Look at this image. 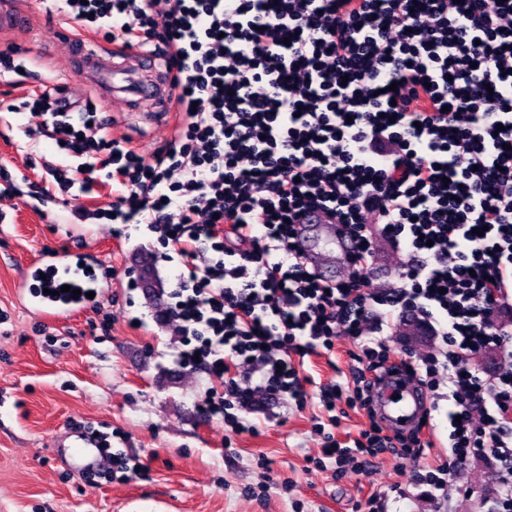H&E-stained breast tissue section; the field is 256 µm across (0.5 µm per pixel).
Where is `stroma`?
<instances>
[{"label": "stroma", "instance_id": "obj_1", "mask_svg": "<svg viewBox=\"0 0 512 512\" xmlns=\"http://www.w3.org/2000/svg\"><path fill=\"white\" fill-rule=\"evenodd\" d=\"M31 16L13 40L24 73L6 72L0 102L34 101L54 77L48 62L62 63L73 25L49 10L47 0H20ZM107 136L133 137L149 154L172 135L106 102ZM37 113L0 111V512H357L373 492L407 486L413 463L390 454L363 471L332 478L316 465L323 438L316 431L323 407L320 387L344 381L353 341L338 337L330 353L306 357L299 371L314 381L305 408L287 403L238 410L254 432H238L222 417L200 410L208 389L226 380L252 386L245 367L228 365L223 378L180 367L183 348L175 321L166 318L176 271L163 260L158 236L143 225L115 235L108 217L80 220L78 207L112 200L105 171L80 200L45 191L44 160L71 165ZM37 148H21L27 131ZM85 248L109 285L83 312L59 322L37 318L16 301L14 288L28 267L57 247ZM89 427L108 444L94 481L73 475L70 451L56 448L73 426ZM139 473L111 477L113 455ZM457 487L437 502L415 489L410 498L391 494L387 512H482L495 476L486 461L460 467ZM471 495H464V488Z\"/></svg>", "mask_w": 512, "mask_h": 512}]
</instances>
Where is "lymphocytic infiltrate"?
<instances>
[{
	"mask_svg": "<svg viewBox=\"0 0 512 512\" xmlns=\"http://www.w3.org/2000/svg\"><path fill=\"white\" fill-rule=\"evenodd\" d=\"M54 2L104 41L154 46L171 75L178 126L149 157L108 139L96 109L66 108L59 87L33 106L79 159L69 172L45 165L59 189L79 199L107 170L113 223L147 225L168 245L180 364L220 377L236 360L259 376L210 394L204 411L245 432L231 406L262 395L303 407L311 379L296 359L346 336L358 345L348 376L320 400L328 424L342 401L369 426L349 446L325 432L333 476L389 453L423 461L419 483L444 493L477 456L498 479L486 512H512V0ZM315 213L352 244L330 286L297 242ZM373 224L407 254L399 286L381 292L370 288ZM396 319L443 343L402 361L452 403L448 456L431 463L419 430L377 411L392 369L378 334ZM489 352L507 372L482 369Z\"/></svg>",
	"mask_w": 512,
	"mask_h": 512,
	"instance_id": "1",
	"label": "lymphocytic infiltrate"
}]
</instances>
